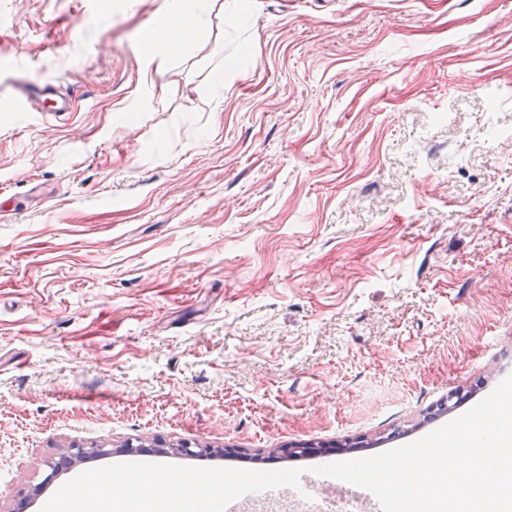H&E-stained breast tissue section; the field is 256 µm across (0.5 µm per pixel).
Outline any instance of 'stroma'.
Masks as SVG:
<instances>
[{
  "instance_id": "stroma-1",
  "label": "stroma",
  "mask_w": 512,
  "mask_h": 512,
  "mask_svg": "<svg viewBox=\"0 0 512 512\" xmlns=\"http://www.w3.org/2000/svg\"><path fill=\"white\" fill-rule=\"evenodd\" d=\"M168 0H0V506L80 467L313 468L512 375V0H247L143 82ZM241 53L223 85L217 52ZM71 113L32 123L16 77ZM138 111H127L131 101ZM403 435L391 438L393 429ZM144 453H120L127 440ZM43 490L37 497L29 491ZM21 106L30 120H40L46 113L38 109L41 101H50L48 112H71V97L61 93L60 85L54 80L24 81L17 94Z\"/></svg>"
}]
</instances>
